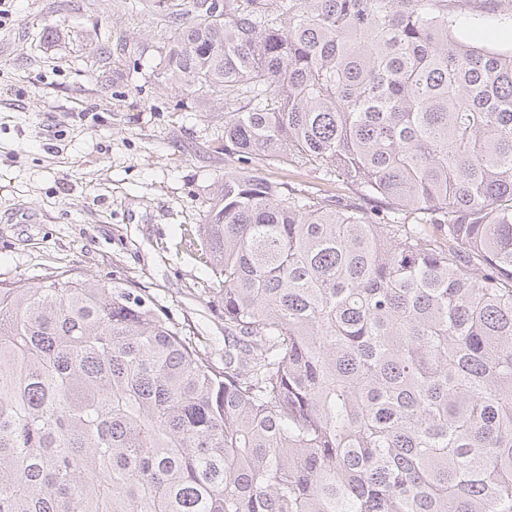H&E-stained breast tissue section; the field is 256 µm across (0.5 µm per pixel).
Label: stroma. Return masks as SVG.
Instances as JSON below:
<instances>
[{
  "mask_svg": "<svg viewBox=\"0 0 512 512\" xmlns=\"http://www.w3.org/2000/svg\"><path fill=\"white\" fill-rule=\"evenodd\" d=\"M183 0H8L0 12V280L121 277L224 358V311L193 246L224 176L222 96L166 81ZM512 48L495 0H449Z\"/></svg>",
  "mask_w": 512,
  "mask_h": 512,
  "instance_id": "obj_1",
  "label": "stroma"
}]
</instances>
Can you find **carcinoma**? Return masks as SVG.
I'll list each match as a JSON object with an SVG mask.
<instances>
[{
  "label": "carcinoma",
  "instance_id": "cac0c4a2",
  "mask_svg": "<svg viewBox=\"0 0 512 512\" xmlns=\"http://www.w3.org/2000/svg\"><path fill=\"white\" fill-rule=\"evenodd\" d=\"M184 6L235 343L125 282L1 283L0 512H512V52L448 0ZM260 170L259 172L267 177L275 178V179H284L287 180L289 183H292L294 185L301 184L303 187L309 186V187H315V188H322V189H332L335 193H345V190H343L342 185H336V182L333 183H326L324 184V181L314 179L311 176H308L306 172L295 170L289 168V170H284L276 167H258Z\"/></svg>",
  "mask_w": 512,
  "mask_h": 512
}]
</instances>
